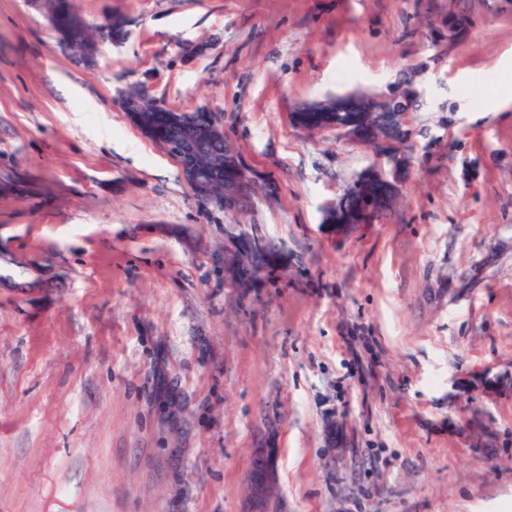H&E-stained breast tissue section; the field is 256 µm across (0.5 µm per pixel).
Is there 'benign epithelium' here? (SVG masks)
I'll list each match as a JSON object with an SVG mask.
<instances>
[{
    "mask_svg": "<svg viewBox=\"0 0 512 512\" xmlns=\"http://www.w3.org/2000/svg\"><path fill=\"white\" fill-rule=\"evenodd\" d=\"M334 99V112L327 111L325 99L290 107L291 124L296 130L309 135L332 133L363 149L381 147L390 165L388 170L380 164L370 165L346 191L344 203L326 206L324 222L344 232L357 224L376 223L387 209L395 205L406 169L399 149L404 140V116L411 99L408 91L383 98L347 93L336 95ZM168 121L174 135L163 141L161 146L178 160L182 175L196 197L229 213L240 211L253 194L255 180L237 152L229 144H224V193L220 196L211 192L214 169L203 168L195 160L202 143L196 136L198 128L209 129L213 140L224 137L219 117L212 112H171ZM242 251L247 254V260L231 273V278L239 283H251L264 271L256 257L258 253L267 251V247L262 239L251 237L243 240ZM248 486L252 512H271L275 486L272 449L256 451Z\"/></svg>",
    "mask_w": 512,
    "mask_h": 512,
    "instance_id": "obj_1",
    "label": "benign epithelium"
}]
</instances>
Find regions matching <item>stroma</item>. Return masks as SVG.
I'll return each mask as SVG.
<instances>
[{"instance_id":"1","label":"stroma","mask_w":512,"mask_h":512,"mask_svg":"<svg viewBox=\"0 0 512 512\" xmlns=\"http://www.w3.org/2000/svg\"><path fill=\"white\" fill-rule=\"evenodd\" d=\"M75 5L129 21L92 63L0 0V512H249L258 448L277 512H512V0ZM131 86L221 117L246 209L196 200ZM354 90L416 101L396 206L339 233L380 157L288 113ZM230 224L275 254L245 288Z\"/></svg>"}]
</instances>
